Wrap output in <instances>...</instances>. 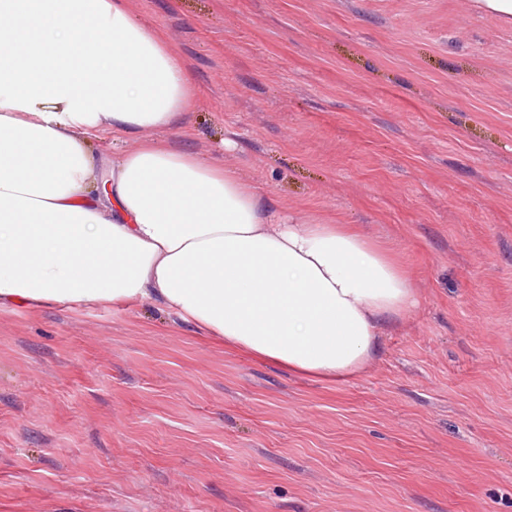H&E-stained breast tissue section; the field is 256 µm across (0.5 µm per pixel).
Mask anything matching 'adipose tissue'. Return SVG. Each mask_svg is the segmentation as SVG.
Segmentation results:
<instances>
[{"label":"adipose tissue","instance_id":"ef3b65f1","mask_svg":"<svg viewBox=\"0 0 512 512\" xmlns=\"http://www.w3.org/2000/svg\"><path fill=\"white\" fill-rule=\"evenodd\" d=\"M192 94L125 0H0V308L151 302L301 375L360 374L418 303L388 250L189 149L92 150L178 129Z\"/></svg>","mask_w":512,"mask_h":512}]
</instances>
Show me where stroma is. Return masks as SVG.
I'll return each instance as SVG.
<instances>
[{
    "mask_svg": "<svg viewBox=\"0 0 512 512\" xmlns=\"http://www.w3.org/2000/svg\"><path fill=\"white\" fill-rule=\"evenodd\" d=\"M126 6L194 89L146 139L358 225L420 303L335 383L156 304L1 308L0 512H512V22L470 0Z\"/></svg>",
    "mask_w": 512,
    "mask_h": 512,
    "instance_id": "obj_1",
    "label": "stroma"
}]
</instances>
